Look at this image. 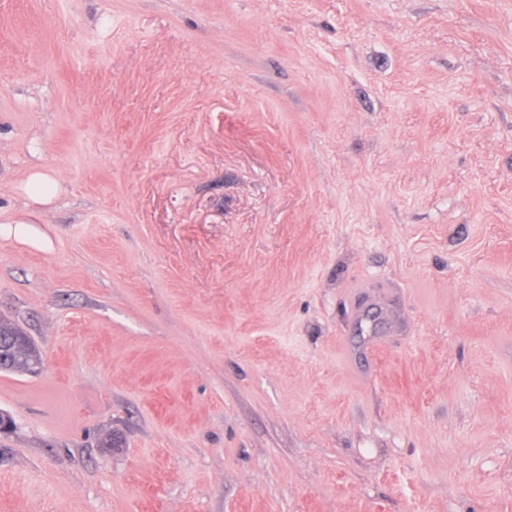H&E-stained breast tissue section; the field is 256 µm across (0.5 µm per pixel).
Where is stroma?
<instances>
[{
	"instance_id": "35a3bbf8",
	"label": "stroma",
	"mask_w": 512,
	"mask_h": 512,
	"mask_svg": "<svg viewBox=\"0 0 512 512\" xmlns=\"http://www.w3.org/2000/svg\"><path fill=\"white\" fill-rule=\"evenodd\" d=\"M0 316V512H512V0H0ZM57 190V181L49 174L37 169L30 172L24 189L27 196L39 204L51 203ZM0 371L36 373L41 366L39 350L15 323L0 317Z\"/></svg>"
}]
</instances>
